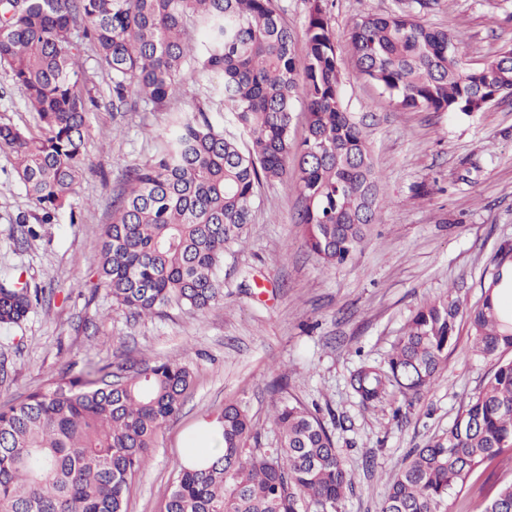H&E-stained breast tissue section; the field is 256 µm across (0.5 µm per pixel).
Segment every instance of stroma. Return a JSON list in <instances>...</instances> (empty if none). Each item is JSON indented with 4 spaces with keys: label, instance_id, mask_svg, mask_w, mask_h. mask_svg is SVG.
<instances>
[{
    "label": "stroma",
    "instance_id": "obj_1",
    "mask_svg": "<svg viewBox=\"0 0 512 512\" xmlns=\"http://www.w3.org/2000/svg\"><path fill=\"white\" fill-rule=\"evenodd\" d=\"M328 8L343 105L383 174L384 203L362 250L343 267H324L307 252L288 177L261 186L244 245L224 257V299L206 313L174 309L136 319L95 288L98 243L122 174L154 155L173 116L204 107L225 136L247 143L220 110L221 73L186 68L181 95L167 108L116 112L112 78L86 51L87 88L98 106L88 114L75 210L54 223L39 224L12 156L0 151V280L18 275L48 291L23 322L0 325V406L77 373L88 356L115 365L129 358L180 362L194 372L182 412L134 480L128 512H163L190 436L224 405L244 408L260 447H274L270 410L282 396L317 411L333 435L352 482L338 512H379L410 452L447 432L487 376V366L468 353L470 329L462 320L428 393L409 400L393 387L366 407L350 386L363 363H386L423 302L450 293L474 305L498 247L512 243V98L471 114L399 110L358 74L348 33L363 14L408 8L428 24L461 32V52L478 66L512 46V0H328ZM0 123L37 124L1 68ZM22 216L38 224L37 238L19 239L14 224ZM511 480L512 462L475 473L450 499V512H471L493 484Z\"/></svg>",
    "mask_w": 512,
    "mask_h": 512
}]
</instances>
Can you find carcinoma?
Here are the masks:
<instances>
[{
  "instance_id": "1",
  "label": "carcinoma",
  "mask_w": 512,
  "mask_h": 512,
  "mask_svg": "<svg viewBox=\"0 0 512 512\" xmlns=\"http://www.w3.org/2000/svg\"><path fill=\"white\" fill-rule=\"evenodd\" d=\"M306 53L277 0H0V67L37 114V129L0 125L40 221L70 209L84 163L93 98L81 61L91 46L112 77V111L155 112L180 93L183 69L224 74L222 105L248 137H224L205 111L176 117L157 154L128 167L112 201L92 276L134 316L168 309L203 313L224 298V253L243 243L263 183L288 175L300 199L304 243L326 267L361 251L381 207L382 175L345 112L336 35L326 0H308ZM201 27L197 44L190 29ZM358 73L401 110L482 112L512 97V47L473 67L462 38L409 12L367 14L349 32ZM138 100L128 99L130 84ZM306 102L305 136L291 135L293 100ZM512 245L493 259L481 302L438 297L420 306L384 369L368 363L350 384L364 404L389 386L419 395L435 384L458 319L470 326L471 355L486 363L484 384L448 432L415 449L394 476L380 512H448L473 473L512 452ZM42 289L0 282V324H19ZM194 382L189 365L128 359L112 371L87 360L0 409V512H127L130 487ZM274 448L258 440L247 411L218 417L222 454L195 449L180 466L164 512H337L351 479L323 421L301 402L273 405ZM471 512H512V482Z\"/></svg>"
}]
</instances>
